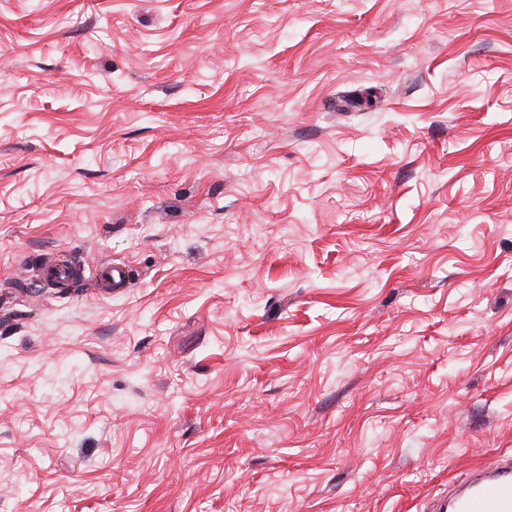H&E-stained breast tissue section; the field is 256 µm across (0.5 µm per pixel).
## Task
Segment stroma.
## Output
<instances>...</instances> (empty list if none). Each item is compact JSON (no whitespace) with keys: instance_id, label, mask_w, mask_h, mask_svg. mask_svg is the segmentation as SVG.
Segmentation results:
<instances>
[{"instance_id":"1","label":"stroma","mask_w":512,"mask_h":512,"mask_svg":"<svg viewBox=\"0 0 512 512\" xmlns=\"http://www.w3.org/2000/svg\"><path fill=\"white\" fill-rule=\"evenodd\" d=\"M502 453L512 0H0V512H425ZM98 286L106 288H124L128 282L130 268L125 264L106 263L95 268Z\"/></svg>"}]
</instances>
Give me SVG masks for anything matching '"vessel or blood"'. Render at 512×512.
<instances>
[{
	"mask_svg": "<svg viewBox=\"0 0 512 512\" xmlns=\"http://www.w3.org/2000/svg\"><path fill=\"white\" fill-rule=\"evenodd\" d=\"M98 283L125 287L130 268L106 263L95 270ZM432 512H512V455L504 454L489 464L472 467L453 483L446 498L437 500Z\"/></svg>",
	"mask_w": 512,
	"mask_h": 512,
	"instance_id": "vessel-or-blood-1",
	"label": "vessel or blood"
}]
</instances>
